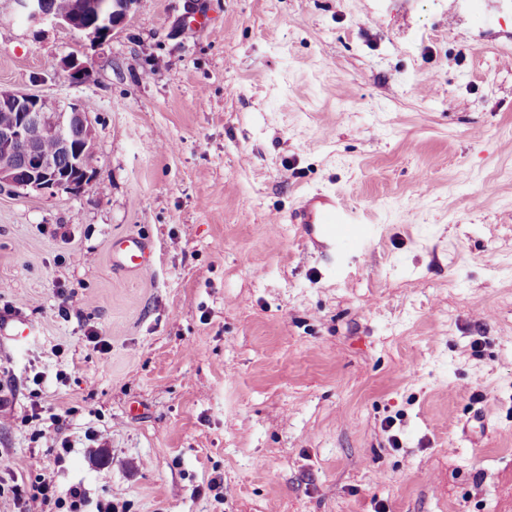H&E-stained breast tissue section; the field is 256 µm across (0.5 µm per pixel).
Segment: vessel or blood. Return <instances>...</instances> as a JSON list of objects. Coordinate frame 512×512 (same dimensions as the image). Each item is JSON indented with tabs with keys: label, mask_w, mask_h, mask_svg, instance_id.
Segmentation results:
<instances>
[{
	"label": "vessel or blood",
	"mask_w": 512,
	"mask_h": 512,
	"mask_svg": "<svg viewBox=\"0 0 512 512\" xmlns=\"http://www.w3.org/2000/svg\"><path fill=\"white\" fill-rule=\"evenodd\" d=\"M294 221L301 224L308 241L331 258L344 244L363 239L368 234L365 227L352 221L335 197L325 194L304 201L296 210ZM112 249L116 266L128 273L139 275L153 267L152 246L145 239L127 237L115 242Z\"/></svg>",
	"instance_id": "obj_1"
}]
</instances>
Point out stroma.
I'll list each match as a JSON object with an SVG mask.
<instances>
[{
  "instance_id": "stroma-1",
  "label": "stroma",
  "mask_w": 512,
  "mask_h": 512,
  "mask_svg": "<svg viewBox=\"0 0 512 512\" xmlns=\"http://www.w3.org/2000/svg\"><path fill=\"white\" fill-rule=\"evenodd\" d=\"M0 89L96 128L83 193L0 190L33 328L0 335V512L19 458L86 512H512V0H142L103 41L0 0ZM316 194L371 231L332 270ZM114 263L128 273L139 275L153 267L152 246L140 237H127L112 245Z\"/></svg>"
}]
</instances>
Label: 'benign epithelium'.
Returning <instances> with one entry per match:
<instances>
[{
  "label": "benign epithelium",
  "instance_id": "benign-epithelium-1",
  "mask_svg": "<svg viewBox=\"0 0 512 512\" xmlns=\"http://www.w3.org/2000/svg\"><path fill=\"white\" fill-rule=\"evenodd\" d=\"M19 18L32 24L69 28L93 40H103L123 25L140 0H80L81 13L91 21L79 24L54 12L49 0H11ZM0 109L10 121L0 124V189L80 194L95 178V122L83 102L61 104L49 97L0 89ZM83 131L73 143L72 131ZM47 141L56 151L43 150Z\"/></svg>",
  "mask_w": 512,
  "mask_h": 512
}]
</instances>
